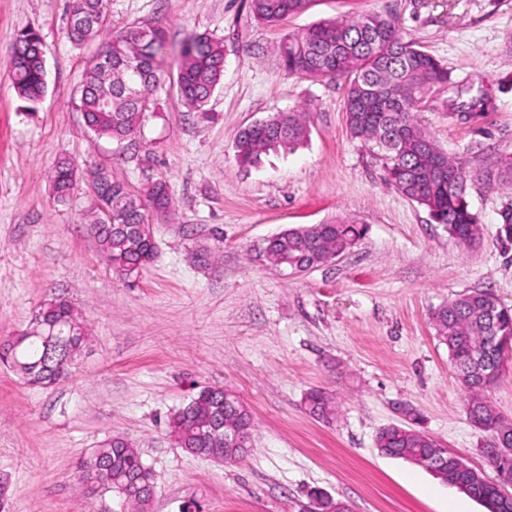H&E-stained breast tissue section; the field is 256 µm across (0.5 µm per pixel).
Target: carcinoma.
Instances as JSON below:
<instances>
[{"label": "carcinoma", "instance_id": "cac0c4a2", "mask_svg": "<svg viewBox=\"0 0 512 512\" xmlns=\"http://www.w3.org/2000/svg\"><path fill=\"white\" fill-rule=\"evenodd\" d=\"M310 0H250L256 20L276 26L307 9ZM107 10V0H72L68 38L78 46L95 38ZM165 31L159 25L132 26L108 38L89 62L80 88V108L87 128L117 143L134 137L144 124L154 88L165 63ZM284 69L309 79L342 78L346 84L344 112L352 137L377 148L385 180L410 200L424 206L432 220L445 225L457 243L469 246L480 236V225L466 199L473 178L466 161L451 157L419 118L421 104L433 86H455L451 72L415 40L404 35L395 20L380 13L315 23L290 34L279 44ZM39 33L25 30L13 42L9 77L18 95L40 100L47 90L46 66ZM176 82L190 110L202 111L224 76V45L204 34H191L176 51ZM309 139V118L303 111L276 112L238 131L235 160L242 168L257 166L261 157L280 149L293 151ZM76 172L67 160L57 163L54 199H70ZM106 197L102 204L112 223L97 217L88 224L99 253L116 276L139 273L156 251L149 214L170 211L166 182L149 184L140 193L97 170L92 173ZM365 235L353 220L286 229L267 239L264 253L275 266L305 271L342 255ZM440 341L462 390L468 420L485 433L482 453L491 469L512 467V424L506 423L486 392L500 378L506 354L512 352V309L494 293L475 290L461 294L432 314ZM87 334L73 308L51 299L33 313L28 327L0 343V361L9 364L32 387L47 388L72 372ZM306 411L331 424L336 421L335 393L310 390ZM171 438L186 452L203 457L244 456L252 436L251 414L238 400L224 399L221 387H204L169 421ZM378 451L390 457H428L442 450L438 440L403 422L379 431ZM448 485L467 486L466 495L488 512H512V495L493 480H468L461 458L443 450ZM84 495L116 497L148 512L156 493L155 475L140 450L127 438L109 437L97 446L77 471Z\"/></svg>", "mask_w": 512, "mask_h": 512}]
</instances>
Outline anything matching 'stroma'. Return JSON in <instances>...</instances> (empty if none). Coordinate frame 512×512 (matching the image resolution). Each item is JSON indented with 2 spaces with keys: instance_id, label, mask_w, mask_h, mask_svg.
I'll return each instance as SVG.
<instances>
[{
  "instance_id": "35a3bbf8",
  "label": "stroma",
  "mask_w": 512,
  "mask_h": 512,
  "mask_svg": "<svg viewBox=\"0 0 512 512\" xmlns=\"http://www.w3.org/2000/svg\"><path fill=\"white\" fill-rule=\"evenodd\" d=\"M71 0H0V340L62 298L88 339L72 374L47 388L0 364V512H115L85 498L79 463L120 434L156 475L152 512H302L310 491L352 512H485L424 467L382 456L378 432L413 407L423 431L482 467L484 434L433 328L458 294L489 290L512 307V0H314L269 28L249 0H109L101 39L66 35ZM399 28L448 67L461 92L437 86L421 120L474 173L467 200L482 228L459 245L428 211L384 180L371 145L346 126L343 80L288 74L277 46L315 22L364 13ZM141 22L169 47L188 35L224 44V77L205 110L182 103L173 61L140 133L116 144L85 127L78 90L102 38ZM36 30L48 89L18 96L7 75L12 44ZM484 109H469L473 97ZM306 109L310 137L295 151L239 168L237 131L275 112ZM77 171L67 204L51 175ZM106 169L132 189L166 180L168 216L153 217L156 253L137 276L117 278L88 233V173ZM351 218L366 234L333 262L289 274L258 253L284 229ZM205 386L233 390L253 419L248 454L217 462L178 448L169 416ZM335 392L336 421L310 417L303 398Z\"/></svg>"
}]
</instances>
